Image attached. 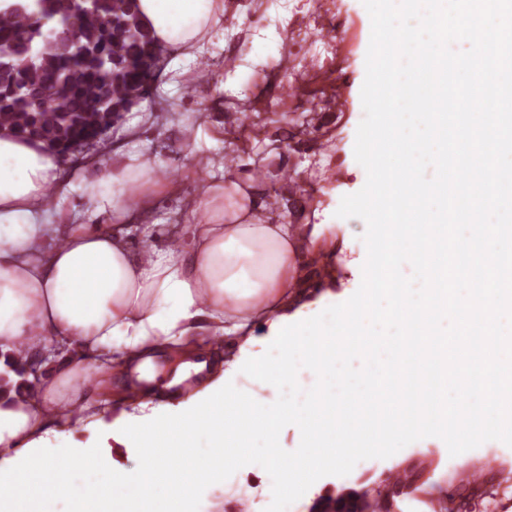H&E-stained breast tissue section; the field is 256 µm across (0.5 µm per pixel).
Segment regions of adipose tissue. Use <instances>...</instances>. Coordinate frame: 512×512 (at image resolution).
<instances>
[{
    "label": "adipose tissue",
    "mask_w": 512,
    "mask_h": 512,
    "mask_svg": "<svg viewBox=\"0 0 512 512\" xmlns=\"http://www.w3.org/2000/svg\"><path fill=\"white\" fill-rule=\"evenodd\" d=\"M143 24L162 49L164 86L223 36L224 0H139ZM136 122L123 129L109 159L89 151L63 158L37 141L0 132V512H36L64 498L66 472L38 441L61 409L99 405L118 370L156 382L160 351L176 358L170 380L200 375L188 399L152 403L147 391L126 396L118 439L138 445L141 468L115 471L108 454L85 448L70 460L100 472L87 500L122 502L164 490L172 512L216 475L224 440L249 416L301 418L295 399L266 404L241 390L240 373H272L293 382L298 361L335 344L352 322L372 314L365 295L351 308L326 309L312 324L284 312L307 276L309 255L335 253L319 227L269 213L266 193L207 156L195 160L194 206L180 224L153 219L157 200L181 192L163 179L162 161L127 148ZM266 320L280 338L273 363L247 354L252 329ZM55 365L34 388L10 362L18 348ZM213 440L195 454L201 430Z\"/></svg>",
    "instance_id": "ef3b65f1"
}]
</instances>
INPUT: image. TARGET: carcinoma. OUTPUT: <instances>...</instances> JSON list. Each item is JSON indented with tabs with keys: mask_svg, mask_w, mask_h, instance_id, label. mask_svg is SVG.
Segmentation results:
<instances>
[{
	"mask_svg": "<svg viewBox=\"0 0 512 512\" xmlns=\"http://www.w3.org/2000/svg\"><path fill=\"white\" fill-rule=\"evenodd\" d=\"M0 12V130L59 150L151 94L159 50L138 0H35Z\"/></svg>",
	"mask_w": 512,
	"mask_h": 512,
	"instance_id": "cac0c4a2",
	"label": "carcinoma"
}]
</instances>
